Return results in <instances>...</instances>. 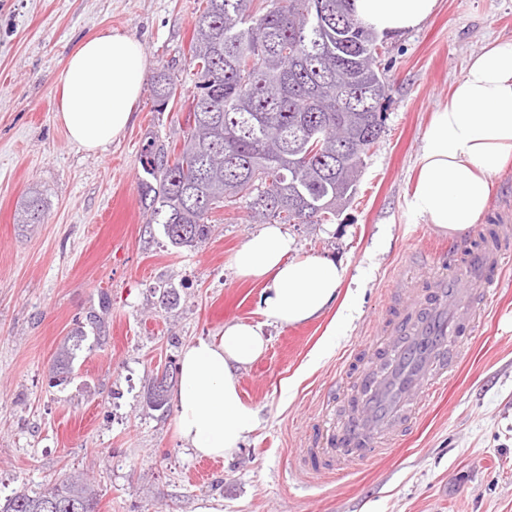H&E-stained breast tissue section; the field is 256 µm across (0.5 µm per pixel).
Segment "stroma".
<instances>
[{
    "label": "stroma",
    "mask_w": 512,
    "mask_h": 512,
    "mask_svg": "<svg viewBox=\"0 0 512 512\" xmlns=\"http://www.w3.org/2000/svg\"><path fill=\"white\" fill-rule=\"evenodd\" d=\"M204 5L0 0V498L76 474L92 482L98 512H512V265L455 378L410 435L344 476H313L296 460L327 414L348 412L342 359L372 336L411 262L428 276L449 243L476 240L413 220L405 196L430 114L467 58L512 37V0H437L420 27L386 38L390 101L355 197L333 223L288 227L300 255L343 267L357 306L315 366L337 309L266 327L267 350L236 372L260 424L208 470L178 437L174 402L150 409L147 388L162 369L177 371L187 343L259 321L260 285L230 265L257 226L243 205L226 207L205 243L176 248L144 200L145 182L182 138ZM110 29L139 38L148 76L169 74L177 96L160 112L143 85L132 126L87 152L55 117L56 79L81 40ZM33 195L44 222L30 227L20 213ZM79 325L85 339L55 382V355Z\"/></svg>",
    "instance_id": "stroma-1"
}]
</instances>
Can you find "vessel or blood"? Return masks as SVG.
I'll list each match as a JSON object with an SVG mask.
<instances>
[{"mask_svg": "<svg viewBox=\"0 0 512 512\" xmlns=\"http://www.w3.org/2000/svg\"><path fill=\"white\" fill-rule=\"evenodd\" d=\"M511 259L512 238L501 233L463 252L449 250L447 273L415 283L387 306L378 325L381 341L357 351L362 382L355 412L329 421L322 449L300 455L312 471H319L320 457H335L343 448L354 449L355 461L376 459L384 439L412 430L418 401L446 388L462 344L472 339Z\"/></svg>", "mask_w": 512, "mask_h": 512, "instance_id": "b4317fda", "label": "vessel or blood"}]
</instances>
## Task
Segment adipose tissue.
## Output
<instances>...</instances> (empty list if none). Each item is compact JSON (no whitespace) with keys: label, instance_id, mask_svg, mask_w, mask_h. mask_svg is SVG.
Listing matches in <instances>:
<instances>
[{"label":"adipose tissue","instance_id":"1","mask_svg":"<svg viewBox=\"0 0 512 512\" xmlns=\"http://www.w3.org/2000/svg\"><path fill=\"white\" fill-rule=\"evenodd\" d=\"M437 0H353L356 18L378 33L422 25ZM142 43L107 30L82 40L57 83L56 118L87 152L103 149L132 123L146 77ZM512 164V38H498L468 61L447 101L423 135L408 213L461 236L482 223L494 176ZM238 277L262 286L261 322H231L214 338L187 345L179 362L175 423L180 438L201 457H227L259 425V412L239 392L237 368L265 350V329L306 322L331 307L344 271L336 263L299 255L280 224H266L230 258Z\"/></svg>","mask_w":512,"mask_h":512}]
</instances>
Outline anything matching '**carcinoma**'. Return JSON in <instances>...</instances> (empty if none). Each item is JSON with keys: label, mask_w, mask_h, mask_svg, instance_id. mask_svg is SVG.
<instances>
[{"label": "carcinoma", "mask_w": 512, "mask_h": 512, "mask_svg": "<svg viewBox=\"0 0 512 512\" xmlns=\"http://www.w3.org/2000/svg\"><path fill=\"white\" fill-rule=\"evenodd\" d=\"M383 45L352 0H206L192 40L196 92L183 145L160 165L150 222L171 245L195 247L212 214L244 205L254 224H321L356 193L364 156L383 132L389 83L376 70ZM157 111L175 98L166 72L153 80ZM347 133L336 140V128ZM24 224H41L28 200ZM83 331L57 352L67 374ZM80 476L17 492L0 512H96Z\"/></svg>", "instance_id": "1"}]
</instances>
